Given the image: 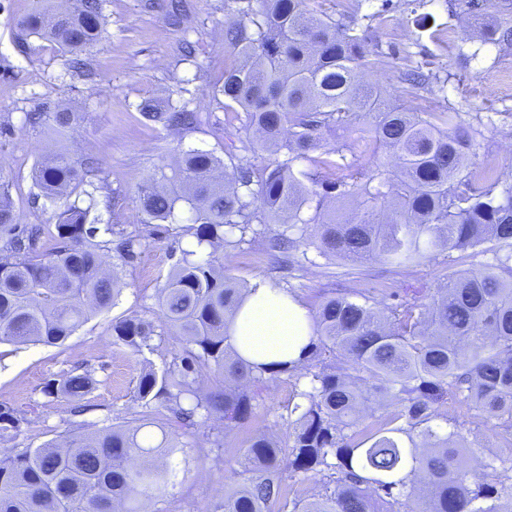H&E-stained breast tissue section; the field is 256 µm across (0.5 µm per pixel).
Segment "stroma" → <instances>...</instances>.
Wrapping results in <instances>:
<instances>
[{
    "label": "stroma",
    "instance_id": "stroma-1",
    "mask_svg": "<svg viewBox=\"0 0 512 512\" xmlns=\"http://www.w3.org/2000/svg\"><path fill=\"white\" fill-rule=\"evenodd\" d=\"M151 2L106 0L102 37L84 54L87 72L75 74L66 69V57L54 42L32 35L18 44L17 22L35 7V0H0V191L7 192L21 223L56 221L58 203L45 199L31 179L37 160L52 150L98 160L116 205L111 210L98 206L94 214L100 222L130 231L140 225L138 187L168 171L180 151L211 150L227 162L246 156V131L228 119L212 94L231 60L224 43L228 0H185L188 20L180 28L170 27ZM320 3L339 25L364 32L367 78L381 86L390 102L418 112L457 113L459 123L473 134L474 163L493 165L512 179V45L484 43L480 34L483 28L512 23V11L483 15L474 27L466 15L449 12L446 0ZM187 40L196 48L191 59L181 51ZM416 67L428 77L419 89L402 79ZM154 98L188 103L202 113L203 121L184 132L149 122L139 106ZM44 101L78 110L83 122L62 136L49 128L26 127L25 113ZM260 230L255 241L224 248L225 273L250 286L284 289L312 314L330 296L370 297L378 289L421 302L449 272L483 269L494 256L490 250H469L407 266L379 260L360 264L320 255L314 246L298 243L289 251L291 266L285 268L267 247L279 225L264 224ZM174 245L173 237L160 228L146 237L134 263L110 256L124 284L121 295L63 345L0 344V404L27 420L8 448H36L69 431H94L134 417L131 397L143 361L162 365L177 342L163 336L159 350L144 359L112 345V325L134 315L152 318L158 286L174 262ZM87 366L94 368L98 385L84 412L72 413L65 398L44 393L49 380ZM294 383L288 373L268 380L244 428L227 433L211 424L181 435L168 460V486L151 496L148 512H217L225 495L238 486L235 469L251 437L265 432L288 441Z\"/></svg>",
    "mask_w": 512,
    "mask_h": 512
}]
</instances>
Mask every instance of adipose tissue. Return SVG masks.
<instances>
[{
	"instance_id": "1",
	"label": "adipose tissue",
	"mask_w": 512,
	"mask_h": 512,
	"mask_svg": "<svg viewBox=\"0 0 512 512\" xmlns=\"http://www.w3.org/2000/svg\"><path fill=\"white\" fill-rule=\"evenodd\" d=\"M307 310L282 289H251L230 327L240 357L255 367L298 364L313 336Z\"/></svg>"
}]
</instances>
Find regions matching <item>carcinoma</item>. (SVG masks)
Segmentation results:
<instances>
[{
	"label": "carcinoma",
	"instance_id": "carcinoma-1",
	"mask_svg": "<svg viewBox=\"0 0 512 512\" xmlns=\"http://www.w3.org/2000/svg\"><path fill=\"white\" fill-rule=\"evenodd\" d=\"M224 41L236 61L224 67L214 97L251 135L256 163L228 166L211 150L180 153L170 174L138 189L141 223L173 227L180 256L157 291L158 317L179 349L158 369L143 368L133 404L160 403L174 431L216 421L231 432L254 413L258 388L285 369L254 372L239 356L230 325L248 289L224 275V246L245 241L251 225L280 224L270 240L289 234L325 255L353 262L381 258L407 265L494 241V262L478 272L446 277L430 300L416 304L395 294L379 299H327L314 317L305 388L295 390L289 421L292 444L259 433L236 471L240 484L222 512H512V181L491 167L472 170L470 138L454 112L421 114L391 103L365 80V36L342 28L315 0H234ZM512 0H448V8L476 17ZM104 0H78L73 9L45 7L26 15L19 37L35 35L71 53L69 69L87 66L80 52L104 30ZM512 44V27L484 36ZM142 116L190 131L201 115L170 99L139 105ZM78 113L49 102L25 115L32 129H70ZM353 128L373 150L395 163L368 167L348 147L315 159L324 133ZM310 166H302V162ZM33 179L52 201H67L56 233L20 224L0 195V344L59 345L90 316L115 304L122 284L106 267L112 252L129 264L142 247L138 229L114 231L89 220L93 193L104 181L88 159L57 152L33 167ZM119 239L112 240V235ZM152 321L130 317L112 324V344L135 355L157 351ZM215 378L207 392L200 373ZM97 387L94 370L69 371L45 386L79 404ZM382 410L363 424L367 402ZM475 408L501 450L476 472L475 449L462 422L443 433L433 425L448 402ZM26 419L0 404V438L22 432ZM142 418L91 433H72L38 448L0 455V512H144L141 495L167 482L164 459L174 438L151 444ZM319 490L288 500L281 463ZM411 466L412 479L398 474Z\"/></svg>",
	"mask_w": 512,
	"mask_h": 512
}]
</instances>
